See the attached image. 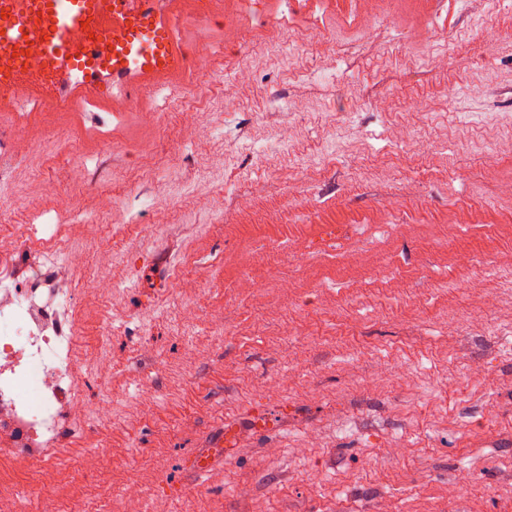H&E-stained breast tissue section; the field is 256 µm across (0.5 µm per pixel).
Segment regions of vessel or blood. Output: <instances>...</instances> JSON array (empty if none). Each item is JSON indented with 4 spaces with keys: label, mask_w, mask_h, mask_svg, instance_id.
<instances>
[{
    "label": "vessel or blood",
    "mask_w": 512,
    "mask_h": 512,
    "mask_svg": "<svg viewBox=\"0 0 512 512\" xmlns=\"http://www.w3.org/2000/svg\"><path fill=\"white\" fill-rule=\"evenodd\" d=\"M164 0H0V87L111 95L137 75L172 70L183 57Z\"/></svg>",
    "instance_id": "b4317fda"
}]
</instances>
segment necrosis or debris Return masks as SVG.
I'll use <instances>...</instances> for the list:
<instances>
[{"label":"necrosis or debris","mask_w":512,"mask_h":512,"mask_svg":"<svg viewBox=\"0 0 512 512\" xmlns=\"http://www.w3.org/2000/svg\"><path fill=\"white\" fill-rule=\"evenodd\" d=\"M24 274L14 248H0V448L33 458L54 457L69 422L112 420V400H88L81 376L106 370L83 363L77 273L83 249L32 238Z\"/></svg>","instance_id":"necrosis-or-debris-1"}]
</instances>
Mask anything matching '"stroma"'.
Instances as JSON below:
<instances>
[{
	"label": "stroma",
	"mask_w": 512,
	"mask_h": 512,
	"mask_svg": "<svg viewBox=\"0 0 512 512\" xmlns=\"http://www.w3.org/2000/svg\"><path fill=\"white\" fill-rule=\"evenodd\" d=\"M433 8L167 0L211 18L174 40L192 67L0 102V236L101 225L89 270L112 277L109 308L79 303L112 320V372L83 383L112 422L70 426L64 467L0 454L19 497L52 477L89 512H512V15L492 49L446 0L437 48Z\"/></svg>",
	"instance_id": "1"
}]
</instances>
